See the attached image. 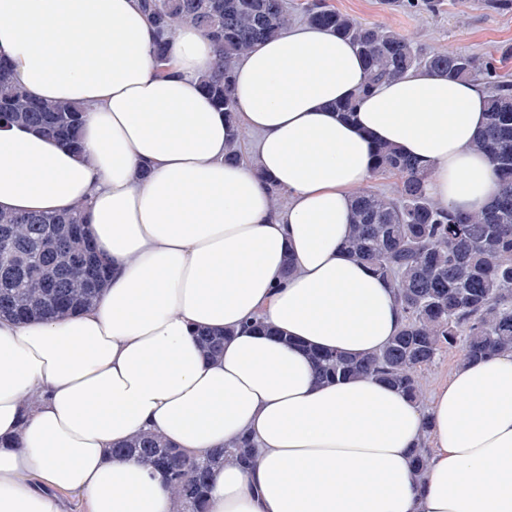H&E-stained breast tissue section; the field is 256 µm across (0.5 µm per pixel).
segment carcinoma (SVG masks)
Listing matches in <instances>:
<instances>
[{"instance_id":"1","label":"carcinoma","mask_w":512,"mask_h":512,"mask_svg":"<svg viewBox=\"0 0 512 512\" xmlns=\"http://www.w3.org/2000/svg\"><path fill=\"white\" fill-rule=\"evenodd\" d=\"M158 35V72H166V45L179 26L197 27L218 48L215 71L202 80L217 107L236 125L231 96L234 60L290 21L283 0H139ZM303 19L354 43L366 70L365 87L427 68L454 79H483L493 85L487 122L474 141L496 177L494 204L485 212L454 213L422 189L425 172L392 144L376 149L378 174L396 175L393 194L363 190L352 202L346 249L395 289L403 323L378 352L352 357L312 351L318 380L325 383L371 376L403 395L423 397L421 372L442 350L463 359L512 352V82L497 79L495 66L461 52L428 53L405 36L342 13L327 0H305ZM81 106L35 100L13 79L0 58V122L47 133L79 148ZM86 207L63 212H0V315L18 321L59 319L91 305L109 267L86 232ZM206 355L219 356L224 334L205 333ZM114 458L135 457L161 471L177 494L179 512H204L212 471L233 458L255 459L253 443L240 437L197 455L172 446L162 435L143 432L110 450Z\"/></svg>"}]
</instances>
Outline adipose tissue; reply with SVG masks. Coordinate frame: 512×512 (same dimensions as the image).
Listing matches in <instances>:
<instances>
[{
  "instance_id": "obj_1",
  "label": "adipose tissue",
  "mask_w": 512,
  "mask_h": 512,
  "mask_svg": "<svg viewBox=\"0 0 512 512\" xmlns=\"http://www.w3.org/2000/svg\"><path fill=\"white\" fill-rule=\"evenodd\" d=\"M167 53L162 76L136 0H0L15 81L84 109L76 150L0 128V210L85 204L110 268L67 318L0 319V512H63L61 490L88 512H177L159 472L108 455L149 430L195 454L253 441V468L212 473L207 512H512V355L460 363L424 408L373 377L319 382L309 358L373 354L401 327L392 286L345 249L378 145L445 208L490 205L487 92L420 68L361 94L357 48L290 22L237 60L232 123L202 88L215 45L184 25ZM236 126L253 164L224 158ZM203 330L226 331L220 358Z\"/></svg>"
}]
</instances>
